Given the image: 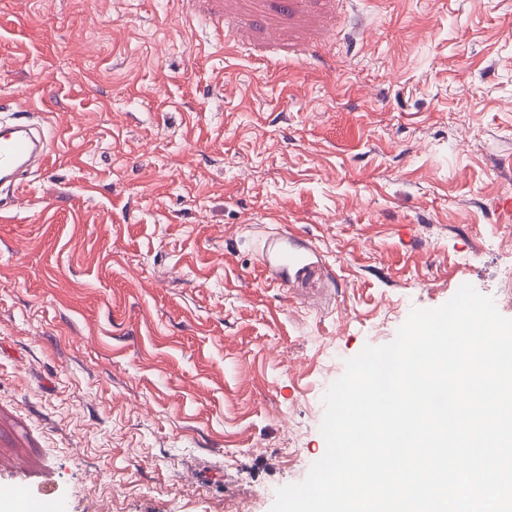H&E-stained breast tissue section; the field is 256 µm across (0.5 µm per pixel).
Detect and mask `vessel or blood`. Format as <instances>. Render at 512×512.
<instances>
[{
	"instance_id": "vessel-or-blood-1",
	"label": "vessel or blood",
	"mask_w": 512,
	"mask_h": 512,
	"mask_svg": "<svg viewBox=\"0 0 512 512\" xmlns=\"http://www.w3.org/2000/svg\"><path fill=\"white\" fill-rule=\"evenodd\" d=\"M23 121L10 131L0 134V183H16L20 176L36 166L46 165L50 160L48 141L41 126L37 125V113L27 103L17 105ZM261 262L275 268L297 266V254L281 248L276 240L265 243ZM8 498L16 505L18 512H49L53 500L48 490H32L22 484H12Z\"/></svg>"
}]
</instances>
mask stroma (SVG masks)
<instances>
[{"label": "stroma", "mask_w": 512, "mask_h": 512, "mask_svg": "<svg viewBox=\"0 0 512 512\" xmlns=\"http://www.w3.org/2000/svg\"><path fill=\"white\" fill-rule=\"evenodd\" d=\"M0 486L270 512L365 345L512 318V0H0ZM305 255L270 281L262 236ZM12 112L23 113L18 116L25 121L0 135V183L19 186L17 178L34 166H45L50 160V151L43 128L32 123L41 113L25 101L18 103Z\"/></svg>", "instance_id": "35a3bbf8"}]
</instances>
